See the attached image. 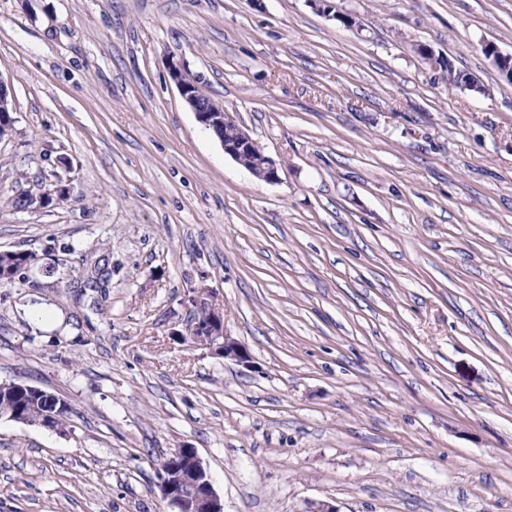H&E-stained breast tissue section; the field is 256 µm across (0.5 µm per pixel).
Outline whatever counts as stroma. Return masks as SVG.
Returning <instances> with one entry per match:
<instances>
[{
  "instance_id": "stroma-1",
  "label": "stroma",
  "mask_w": 512,
  "mask_h": 512,
  "mask_svg": "<svg viewBox=\"0 0 512 512\" xmlns=\"http://www.w3.org/2000/svg\"><path fill=\"white\" fill-rule=\"evenodd\" d=\"M331 3L358 27L309 0H0V250L36 256L0 285V382L72 407L0 418V512H169L182 447L224 512H512V86L481 51L512 53V0ZM201 300L252 366L186 336ZM168 70L182 99L195 113L200 124L216 135L225 154L237 163L246 165V155L258 151L257 143L233 113L227 112L223 104L210 97L203 98L196 82L184 73L177 61L172 60ZM443 68L447 72L448 86L465 88L479 94L487 92L486 87L476 77L461 70H456L450 61L448 63L444 62ZM14 102L11 89L7 83L0 80V140L9 136L13 130Z\"/></svg>"
}]
</instances>
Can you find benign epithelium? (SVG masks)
<instances>
[{
    "label": "benign epithelium",
    "instance_id": "1",
    "mask_svg": "<svg viewBox=\"0 0 512 512\" xmlns=\"http://www.w3.org/2000/svg\"><path fill=\"white\" fill-rule=\"evenodd\" d=\"M171 80L175 83L182 99L195 113L202 126L211 130L221 143L224 153L234 161L247 165L246 155L257 149V143L251 138L233 113L224 109V105L203 97L196 82L184 73L180 63L171 61L168 66ZM14 102L11 89L0 80V139L10 135L13 130ZM263 162L249 166V171L265 182L278 180V166L275 160L262 155ZM60 186L51 191H42L26 197L27 207L43 209L56 201L63 193ZM198 318L192 322L187 334L195 341L216 347L225 358L237 363L249 362V353L244 345L224 334L223 314L206 301L197 306ZM163 498L170 512H224V504L215 492L210 476L196 450L177 449L170 455L168 466L159 474Z\"/></svg>",
    "mask_w": 512,
    "mask_h": 512
}]
</instances>
